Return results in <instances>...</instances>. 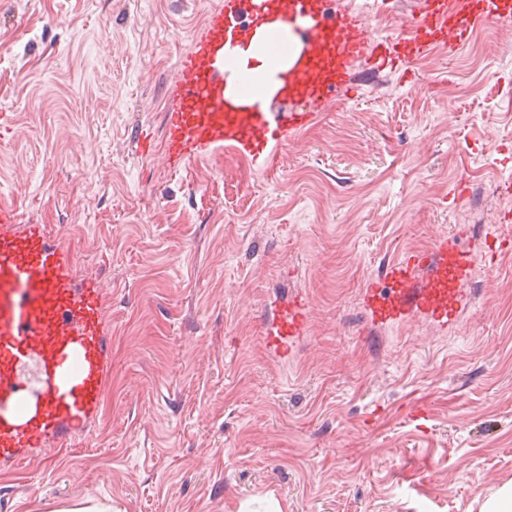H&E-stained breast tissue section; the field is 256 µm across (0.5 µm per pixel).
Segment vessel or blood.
<instances>
[{"label":"vessel or blood","mask_w":512,"mask_h":512,"mask_svg":"<svg viewBox=\"0 0 512 512\" xmlns=\"http://www.w3.org/2000/svg\"><path fill=\"white\" fill-rule=\"evenodd\" d=\"M269 5L278 8L285 22L307 21L297 33L309 63L291 76L286 94L298 106L286 114L257 102L245 112L229 110L224 42L259 24ZM478 23L511 25L512 9L505 0H469L462 14L453 0H419L408 39L396 42L374 37L361 14L331 15L314 0H221L192 49L180 56L176 77L165 88L169 115L163 161L177 170L224 146L267 166L314 119L330 94L349 87L355 61L370 58L379 72L433 49L453 54ZM509 249L512 238L507 236L486 249L467 250L455 238L439 235L432 247L404 252L368 282L367 315L376 324L418 312L447 328L468 293L474 268ZM98 301L95 281L76 282L67 253L47 242L43 227L21 223L18 209L1 203L0 404L17 394V367L27 358L40 361L50 382L39 410L24 425L0 417V459L24 460L26 449L40 446L51 428L86 421L98 408L109 373ZM309 317L307 296L294 295L267 328V344L288 357L294 339L308 331Z\"/></svg>","instance_id":"obj_1"}]
</instances>
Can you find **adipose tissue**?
<instances>
[{
	"instance_id": "adipose-tissue-1",
	"label": "adipose tissue",
	"mask_w": 512,
	"mask_h": 512,
	"mask_svg": "<svg viewBox=\"0 0 512 512\" xmlns=\"http://www.w3.org/2000/svg\"><path fill=\"white\" fill-rule=\"evenodd\" d=\"M278 30L288 39L287 52L269 48L266 35ZM303 44L292 25L271 20L269 25L252 29L243 38L224 45V70L227 74L224 97L232 104L245 99H271L287 74L296 72L303 62Z\"/></svg>"
}]
</instances>
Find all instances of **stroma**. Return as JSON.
Returning a JSON list of instances; mask_svg holds the SVG:
<instances>
[{
  "mask_svg": "<svg viewBox=\"0 0 512 512\" xmlns=\"http://www.w3.org/2000/svg\"><path fill=\"white\" fill-rule=\"evenodd\" d=\"M217 2L0 0V203L100 283L110 364L81 428L0 462V512H480L512 484V254L445 332L368 327L363 287L437 235H512V30L357 63L276 167L220 148L173 171L138 139ZM414 2L327 10L400 39ZM298 291L284 361L266 307ZM310 304L306 295L297 293L281 311L271 327H266V342L282 358H288L296 337L309 329Z\"/></svg>",
  "mask_w": 512,
  "mask_h": 512,
  "instance_id": "stroma-1",
  "label": "stroma"
}]
</instances>
